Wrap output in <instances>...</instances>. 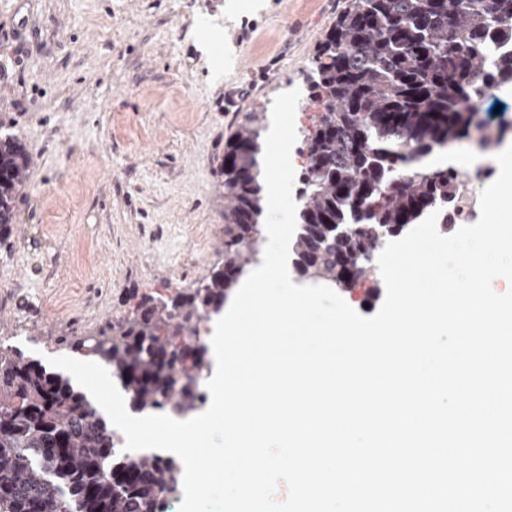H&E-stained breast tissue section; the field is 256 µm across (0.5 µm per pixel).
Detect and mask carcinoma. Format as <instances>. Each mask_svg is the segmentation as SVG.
Here are the masks:
<instances>
[{"label":"carcinoma","mask_w":512,"mask_h":512,"mask_svg":"<svg viewBox=\"0 0 512 512\" xmlns=\"http://www.w3.org/2000/svg\"><path fill=\"white\" fill-rule=\"evenodd\" d=\"M492 41L512 42V0H346L306 76L320 116L302 140L295 273L350 288L373 273L367 255L386 238L456 202L461 175L419 159L487 126L472 106L482 83H512V58L487 70ZM265 119L246 113L224 149V265L201 289L141 296L132 317L74 343L112 366L137 412L199 407L198 327L263 250ZM29 164L21 140L0 133V245ZM180 473L173 459L116 454L106 419L69 378L0 346V512H165Z\"/></svg>","instance_id":"carcinoma-1"}]
</instances>
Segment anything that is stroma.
Instances as JSON below:
<instances>
[{"instance_id": "stroma-1", "label": "stroma", "mask_w": 512, "mask_h": 512, "mask_svg": "<svg viewBox=\"0 0 512 512\" xmlns=\"http://www.w3.org/2000/svg\"><path fill=\"white\" fill-rule=\"evenodd\" d=\"M346 0H0V129L31 157L0 343L38 361L224 261V147L301 93Z\"/></svg>"}]
</instances>
